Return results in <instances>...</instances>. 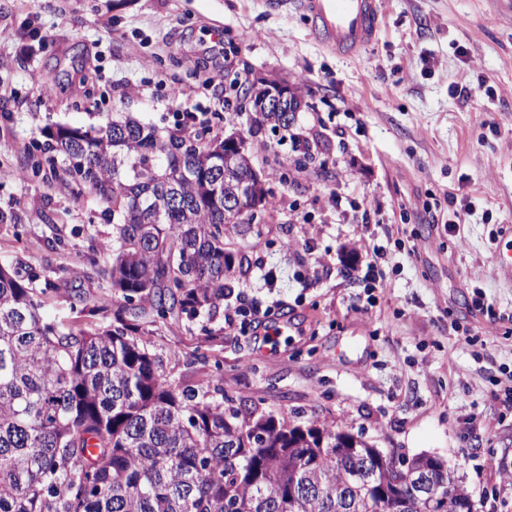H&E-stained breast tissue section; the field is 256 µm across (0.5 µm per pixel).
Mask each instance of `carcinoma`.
Wrapping results in <instances>:
<instances>
[{
  "label": "carcinoma",
  "mask_w": 512,
  "mask_h": 512,
  "mask_svg": "<svg viewBox=\"0 0 512 512\" xmlns=\"http://www.w3.org/2000/svg\"><path fill=\"white\" fill-rule=\"evenodd\" d=\"M44 137L22 173L91 193L116 220L99 271L110 298L50 319L60 288L0 266V512H379L378 487L396 509L423 472L453 485L454 502L402 512H465L456 470L426 453L396 472V455L361 436L238 401L221 379L204 388L161 372L146 327L213 319L250 266L225 240L252 225L224 218V182L250 172L248 150L226 170L208 127L164 134L130 118Z\"/></svg>",
  "instance_id": "1"
}]
</instances>
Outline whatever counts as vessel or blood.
<instances>
[{
    "instance_id": "vessel-or-blood-1",
    "label": "vessel or blood",
    "mask_w": 512,
    "mask_h": 512,
    "mask_svg": "<svg viewBox=\"0 0 512 512\" xmlns=\"http://www.w3.org/2000/svg\"><path fill=\"white\" fill-rule=\"evenodd\" d=\"M319 43L342 56L369 46L380 29L379 0H299Z\"/></svg>"
}]
</instances>
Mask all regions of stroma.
<instances>
[{"mask_svg":"<svg viewBox=\"0 0 512 512\" xmlns=\"http://www.w3.org/2000/svg\"><path fill=\"white\" fill-rule=\"evenodd\" d=\"M381 9L376 41L344 57L296 0H0V263L109 295L105 206L21 176L28 148L58 124L168 131L206 113L245 140L270 200L258 245L230 242L252 267L225 303L281 305L293 330L272 352L220 315L158 324L146 341L164 375L217 372L266 410L434 454L477 512H512V0ZM256 77L298 87L297 138L240 111L234 87ZM375 248L390 256L381 293L364 280Z\"/></svg>","mask_w":512,"mask_h":512,"instance_id":"1","label":"stroma"}]
</instances>
